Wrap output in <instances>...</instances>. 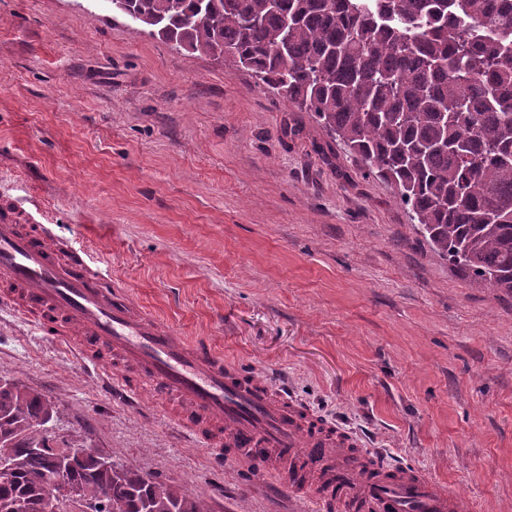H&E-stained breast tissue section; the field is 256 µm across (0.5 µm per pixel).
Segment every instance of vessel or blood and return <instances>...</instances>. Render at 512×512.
Returning a JSON list of instances; mask_svg holds the SVG:
<instances>
[{"label": "vessel or blood", "mask_w": 512, "mask_h": 512, "mask_svg": "<svg viewBox=\"0 0 512 512\" xmlns=\"http://www.w3.org/2000/svg\"><path fill=\"white\" fill-rule=\"evenodd\" d=\"M0 302L48 339L72 341L130 395L149 388L183 409L179 426L207 444L246 448L331 512H458L456 496L416 469L396 470L360 451L348 430L188 342L113 282L50 225L0 202Z\"/></svg>", "instance_id": "obj_1"}]
</instances>
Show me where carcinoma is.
Instances as JSON below:
<instances>
[{"label": "carcinoma", "instance_id": "cac0c4a2", "mask_svg": "<svg viewBox=\"0 0 512 512\" xmlns=\"http://www.w3.org/2000/svg\"><path fill=\"white\" fill-rule=\"evenodd\" d=\"M191 54L231 57L393 183L433 251L512 293V0H110ZM46 396L0 381V512H41L62 478L112 512H204L181 488L92 454L60 472ZM40 452L35 453L33 449Z\"/></svg>", "mask_w": 512, "mask_h": 512}]
</instances>
